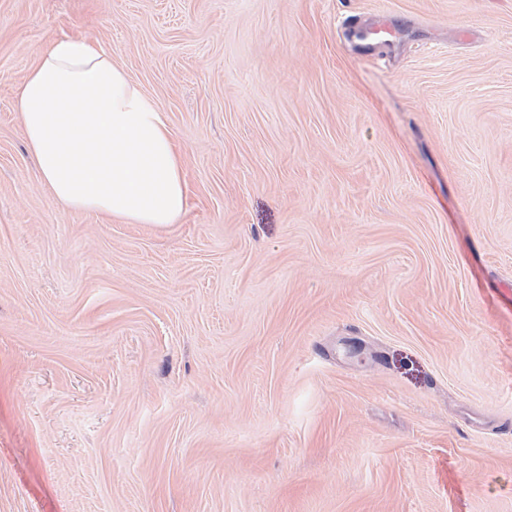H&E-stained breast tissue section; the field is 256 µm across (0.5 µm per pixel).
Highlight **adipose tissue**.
Returning a JSON list of instances; mask_svg holds the SVG:
<instances>
[{
  "label": "adipose tissue",
  "mask_w": 512,
  "mask_h": 512,
  "mask_svg": "<svg viewBox=\"0 0 512 512\" xmlns=\"http://www.w3.org/2000/svg\"><path fill=\"white\" fill-rule=\"evenodd\" d=\"M17 103L26 143L56 201L128 224L178 221L187 182L167 114L105 44L53 39Z\"/></svg>",
  "instance_id": "adipose-tissue-1"
}]
</instances>
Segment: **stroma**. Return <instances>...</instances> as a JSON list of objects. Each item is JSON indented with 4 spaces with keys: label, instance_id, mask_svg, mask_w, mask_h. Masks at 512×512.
<instances>
[{
    "label": "stroma",
    "instance_id": "stroma-1",
    "mask_svg": "<svg viewBox=\"0 0 512 512\" xmlns=\"http://www.w3.org/2000/svg\"><path fill=\"white\" fill-rule=\"evenodd\" d=\"M61 35L167 113L177 223L50 194ZM0 512H512V0H0ZM345 28L349 38L356 43L362 53L370 51L375 39L388 41L394 35V29L384 18H378L372 23H364L350 17L345 19Z\"/></svg>",
    "mask_w": 512,
    "mask_h": 512
}]
</instances>
